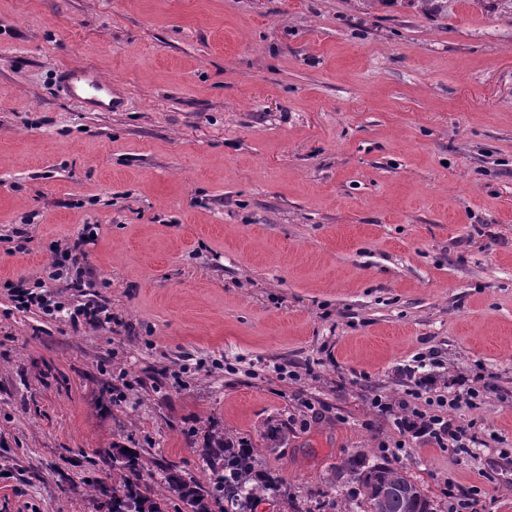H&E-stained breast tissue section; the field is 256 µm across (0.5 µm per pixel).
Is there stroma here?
Here are the masks:
<instances>
[{"label":"stroma","instance_id":"1","mask_svg":"<svg viewBox=\"0 0 512 512\" xmlns=\"http://www.w3.org/2000/svg\"><path fill=\"white\" fill-rule=\"evenodd\" d=\"M111 80L121 110L57 85ZM84 250L117 324L75 332L4 281ZM0 512H103L99 452L209 475L211 430L257 445L280 494L350 496L361 452L447 512L478 486L512 512V0H0ZM436 353L491 387L455 418L462 460L401 435L373 395ZM285 378H276L274 367ZM124 399H117V391ZM288 426L267 447L266 426ZM61 82L68 94L85 108L98 112H112L121 107V102L112 96V82L104 79L89 67L66 68L61 73Z\"/></svg>","mask_w":512,"mask_h":512}]
</instances>
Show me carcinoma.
<instances>
[{
  "label": "carcinoma",
  "mask_w": 512,
  "mask_h": 512,
  "mask_svg": "<svg viewBox=\"0 0 512 512\" xmlns=\"http://www.w3.org/2000/svg\"><path fill=\"white\" fill-rule=\"evenodd\" d=\"M426 15L445 11L447 0H407ZM262 438L276 448L288 441L283 425L268 426ZM203 457L212 470L210 481L187 478L181 469L166 461L156 464L163 472V489L182 503L181 512H213L212 505L224 501L221 512H252L255 503L275 492L278 480L259 469L257 451L222 432L210 435ZM111 471L112 512H168L164 494L146 483L145 461L139 448H113L104 456ZM339 471L357 484L361 512H438L420 487L397 467L369 464L366 456H346Z\"/></svg>",
  "instance_id": "carcinoma-1"
}]
</instances>
